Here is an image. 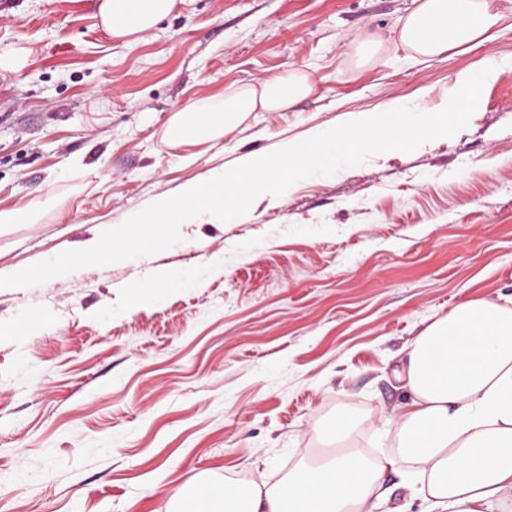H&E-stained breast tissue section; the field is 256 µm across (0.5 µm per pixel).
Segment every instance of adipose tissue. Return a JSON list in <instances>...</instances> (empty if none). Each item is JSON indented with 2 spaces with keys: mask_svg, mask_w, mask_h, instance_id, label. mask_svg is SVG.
<instances>
[{
  "mask_svg": "<svg viewBox=\"0 0 512 512\" xmlns=\"http://www.w3.org/2000/svg\"><path fill=\"white\" fill-rule=\"evenodd\" d=\"M394 38L369 32L358 44L363 63H379L390 47L428 60L465 54L490 40L506 15L496 0H415ZM177 0H102L112 36H141ZM315 91L310 73L289 66L237 90L191 101L170 127L186 141L196 124L213 140L253 112H281ZM407 391L394 422L393 456L372 460L337 449L275 484L204 485L179 512H376L385 496L380 475L409 465L426 512H512V296L472 298L424 328L394 370Z\"/></svg>",
  "mask_w": 512,
  "mask_h": 512,
  "instance_id": "ef3b65f1",
  "label": "adipose tissue"
}]
</instances>
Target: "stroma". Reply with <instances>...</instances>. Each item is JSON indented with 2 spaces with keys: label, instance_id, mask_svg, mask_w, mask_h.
Returning a JSON list of instances; mask_svg holds the SVG:
<instances>
[{
  "label": "stroma",
  "instance_id": "obj_1",
  "mask_svg": "<svg viewBox=\"0 0 512 512\" xmlns=\"http://www.w3.org/2000/svg\"><path fill=\"white\" fill-rule=\"evenodd\" d=\"M99 3L0 0V52L32 51L0 70V270L348 112L418 93L438 107L458 72L512 55L505 26L465 55L358 66L360 36H392L413 0H182L132 44ZM292 64L316 82L294 111L167 141L188 100ZM180 233L152 256L0 291V512H167L201 477L274 483L340 412L347 447L390 455L405 347L464 299L512 295V72L454 136ZM179 267L194 287L125 310Z\"/></svg>",
  "mask_w": 512,
  "mask_h": 512
}]
</instances>
